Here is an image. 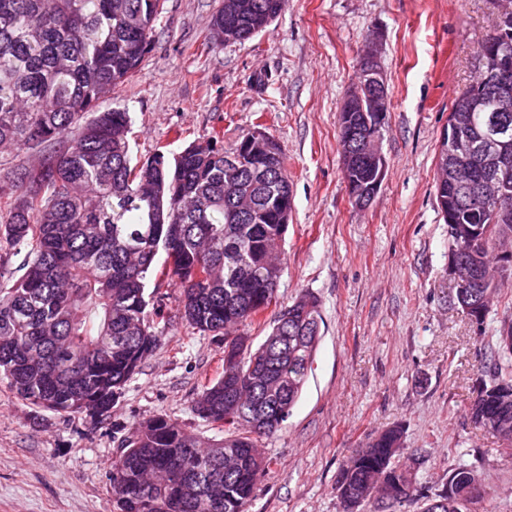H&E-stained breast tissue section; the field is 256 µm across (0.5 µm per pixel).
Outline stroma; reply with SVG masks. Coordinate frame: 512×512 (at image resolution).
I'll return each mask as SVG.
<instances>
[{
	"mask_svg": "<svg viewBox=\"0 0 512 512\" xmlns=\"http://www.w3.org/2000/svg\"><path fill=\"white\" fill-rule=\"evenodd\" d=\"M222 3L165 0L151 52L109 105L130 112L137 158L157 149L173 157L215 135L229 150L258 124L288 155L294 209L277 300L314 293L321 341L288 420L258 443L271 464L248 512H341L342 465L394 425L405 455L419 458L425 494L442 489L467 448L482 457L475 512H512V458L470 419L494 331L512 322V277L500 280L484 325L453 304L435 195L440 138L477 70L494 0H288L253 40L219 44L212 19ZM376 33L390 101L386 174L359 210L345 188L337 120ZM148 292L166 313L160 342L107 416L38 409L0 382V512H114L112 461L158 415L223 440L193 409L221 371L223 336L186 325L168 280Z\"/></svg>",
	"mask_w": 512,
	"mask_h": 512,
	"instance_id": "35a3bbf8",
	"label": "stroma"
}]
</instances>
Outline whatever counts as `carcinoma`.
<instances>
[{"mask_svg": "<svg viewBox=\"0 0 512 512\" xmlns=\"http://www.w3.org/2000/svg\"><path fill=\"white\" fill-rule=\"evenodd\" d=\"M287 0H224L213 19L217 41L224 20L255 37L262 17H279ZM164 0H0V146L46 155L0 179V380L23 401L69 416H104L117 404L142 361L157 348L148 284L158 267L181 290V318L201 335L224 336L277 305L258 345H240L234 376L202 387L194 410L228 436L205 443L164 416L143 423L112 461L116 512H247L269 461L253 452L275 434L301 397L322 322L316 295L276 300L278 257L292 211L288 161L255 176L258 160L224 166V146L184 148L170 160L158 149L133 159L130 113L106 108L112 91L133 77L151 51ZM358 125L372 119L367 104L339 111ZM348 194L368 196L371 170L343 174ZM454 193L436 181L441 214ZM477 227L478 292L492 293L490 267L507 251L512 220L457 209ZM165 255L158 264L159 255ZM512 322L496 331L493 375L481 379L470 417L493 423L512 376ZM258 415L261 425H250ZM403 431L387 428L342 465L336 482L343 512L379 504L381 481L396 503L417 489L402 462ZM480 462H460L439 492L422 497V512H455L456 497L480 475Z\"/></svg>", "mask_w": 512, "mask_h": 512, "instance_id": "1", "label": "carcinoma"}]
</instances>
